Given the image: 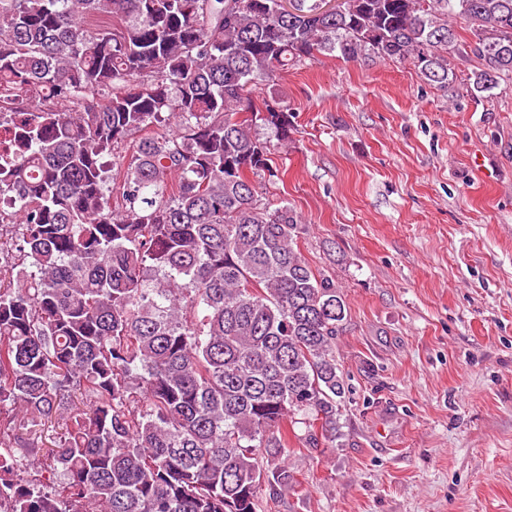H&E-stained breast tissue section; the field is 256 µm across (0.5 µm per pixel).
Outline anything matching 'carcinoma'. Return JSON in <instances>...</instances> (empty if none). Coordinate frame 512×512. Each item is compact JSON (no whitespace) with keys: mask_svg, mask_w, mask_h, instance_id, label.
<instances>
[{"mask_svg":"<svg viewBox=\"0 0 512 512\" xmlns=\"http://www.w3.org/2000/svg\"><path fill=\"white\" fill-rule=\"evenodd\" d=\"M295 2L0 0V512H261L285 422L335 440L347 305L262 201L294 113L255 90L336 51L446 85L460 19L490 92L512 0ZM16 231H19L18 224L0 223V267L3 261L5 264L11 263V265L18 263V254L13 248ZM13 259L14 262L12 264Z\"/></svg>","mask_w":512,"mask_h":512,"instance_id":"obj_1","label":"carcinoma"}]
</instances>
